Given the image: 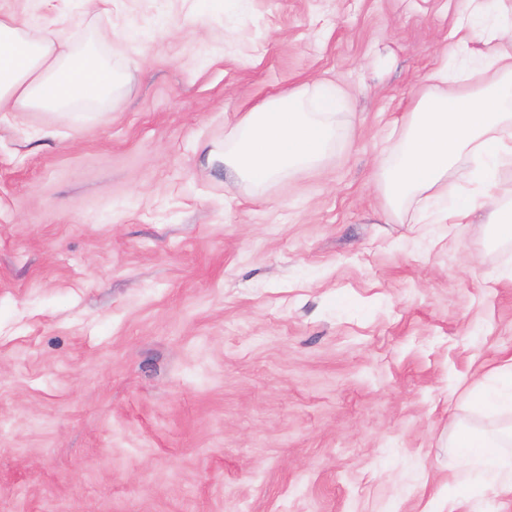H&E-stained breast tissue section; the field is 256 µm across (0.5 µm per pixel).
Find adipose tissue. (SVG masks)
I'll return each mask as SVG.
<instances>
[{
	"mask_svg": "<svg viewBox=\"0 0 512 512\" xmlns=\"http://www.w3.org/2000/svg\"><path fill=\"white\" fill-rule=\"evenodd\" d=\"M467 3L453 57L423 77L401 137L378 159L381 191L394 212L423 205L430 224H467L487 210L493 239L508 242L512 194L499 196L497 176L512 168V0ZM118 82L95 44L77 47L63 30H34L0 14V112L67 113L80 101L110 98ZM348 99L332 82L284 90L244 112L208 162L254 187L319 166ZM464 157L475 165L467 193L448 180ZM484 379L474 405L494 422L462 427L449 443L451 464L475 484L512 496V357Z\"/></svg>",
	"mask_w": 512,
	"mask_h": 512,
	"instance_id": "adipose-tissue-1",
	"label": "adipose tissue"
}]
</instances>
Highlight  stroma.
Instances as JSON below:
<instances>
[{
  "label": "stroma",
  "instance_id": "obj_1",
  "mask_svg": "<svg viewBox=\"0 0 512 512\" xmlns=\"http://www.w3.org/2000/svg\"><path fill=\"white\" fill-rule=\"evenodd\" d=\"M466 9L0 0L122 78L0 117V512H512L448 466L489 424L466 388L512 356V243L376 184ZM321 78L355 101L319 167L255 189L208 164Z\"/></svg>",
  "mask_w": 512,
  "mask_h": 512
}]
</instances>
